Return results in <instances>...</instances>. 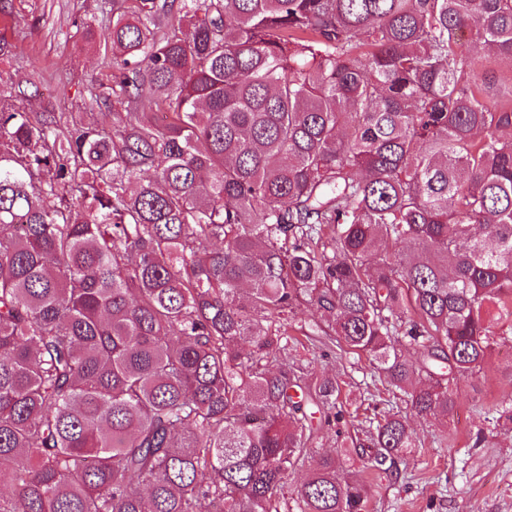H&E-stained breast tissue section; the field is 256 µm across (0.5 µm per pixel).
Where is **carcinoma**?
I'll list each match as a JSON object with an SVG mask.
<instances>
[{"instance_id":"obj_1","label":"carcinoma","mask_w":512,"mask_h":512,"mask_svg":"<svg viewBox=\"0 0 512 512\" xmlns=\"http://www.w3.org/2000/svg\"><path fill=\"white\" fill-rule=\"evenodd\" d=\"M103 50L108 125L0 86V512H290L342 416L291 361L304 302L448 416L512 317V98L475 71L512 0H112ZM416 445L396 413L352 440ZM291 493L369 498L339 450Z\"/></svg>"}]
</instances>
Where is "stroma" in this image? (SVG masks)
<instances>
[{"label":"stroma","mask_w":512,"mask_h":512,"mask_svg":"<svg viewBox=\"0 0 512 512\" xmlns=\"http://www.w3.org/2000/svg\"><path fill=\"white\" fill-rule=\"evenodd\" d=\"M0 14V82L22 83L32 112H91L104 122L108 110L90 106L89 76L111 82L112 69L98 44L88 40L85 23L103 30L101 0H9ZM493 329L497 343L483 367L459 378L454 409L446 423L418 415L411 406L399 411L420 441L396 472L363 471L371 484L366 512H512V433H495L483 414L486 407L512 397V335L503 323ZM316 376L340 379L349 405L338 428H326L314 446L321 452L349 445L365 417L358 405L367 395L374 368L367 356L338 358L326 346L313 365ZM484 446H475L476 436Z\"/></svg>","instance_id":"obj_1"}]
</instances>
